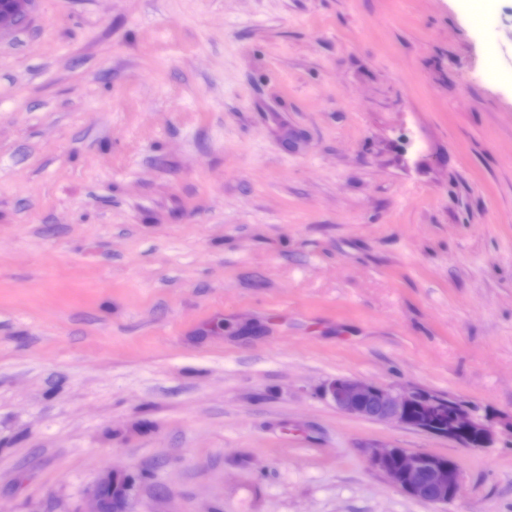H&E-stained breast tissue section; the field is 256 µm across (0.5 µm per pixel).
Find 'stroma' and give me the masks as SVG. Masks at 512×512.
I'll use <instances>...</instances> for the list:
<instances>
[{
    "label": "stroma",
    "mask_w": 512,
    "mask_h": 512,
    "mask_svg": "<svg viewBox=\"0 0 512 512\" xmlns=\"http://www.w3.org/2000/svg\"><path fill=\"white\" fill-rule=\"evenodd\" d=\"M339 376L501 441L347 415ZM511 425L512 0H33L0 36V512L112 468L132 512H512ZM322 395L344 413L448 438L466 449L480 451L493 447L498 441L492 420L475 409L487 410L486 407L471 403L474 408L462 401L448 400V417L440 419L437 413L441 411L439 398L442 396L416 385L394 387L339 376L323 386ZM414 407H419L416 416L411 415ZM473 435L478 436L480 445L472 443ZM371 465L398 491L439 506H448L463 493V472L455 459L422 451L372 445Z\"/></svg>",
    "instance_id": "stroma-1"
}]
</instances>
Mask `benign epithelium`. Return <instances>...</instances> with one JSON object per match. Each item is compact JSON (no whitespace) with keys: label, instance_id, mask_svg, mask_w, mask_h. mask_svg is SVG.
I'll list each match as a JSON object with an SVG mask.
<instances>
[{"label":"benign epithelium","instance_id":"7a95c632","mask_svg":"<svg viewBox=\"0 0 512 512\" xmlns=\"http://www.w3.org/2000/svg\"><path fill=\"white\" fill-rule=\"evenodd\" d=\"M31 2L0 0V35L19 25ZM322 395L344 413L448 438L466 449L480 451L498 441L492 420L472 405L452 399L448 401V417L441 419L440 395L416 385L394 387L338 376L323 386ZM367 454L371 465L388 483L410 497L446 506L463 493V472L452 458L379 445L367 447ZM125 477V473L113 469L102 471L88 491L90 512H130L134 485L126 486L122 495L110 503L102 495L103 487L115 486Z\"/></svg>","mask_w":512,"mask_h":512}]
</instances>
